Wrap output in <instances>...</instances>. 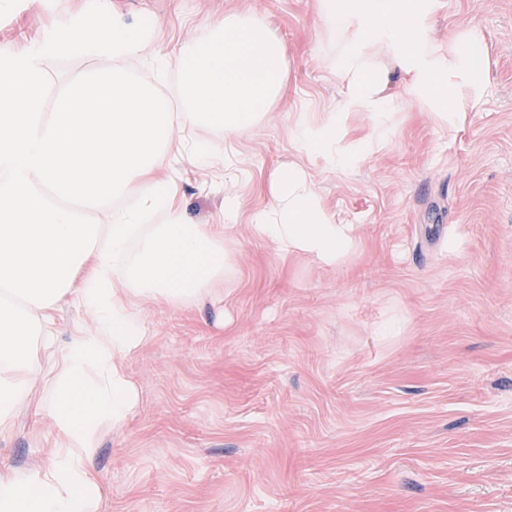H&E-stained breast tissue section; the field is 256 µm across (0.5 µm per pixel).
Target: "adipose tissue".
I'll return each mask as SVG.
<instances>
[{
  "label": "adipose tissue",
  "instance_id": "ef3b65f1",
  "mask_svg": "<svg viewBox=\"0 0 512 512\" xmlns=\"http://www.w3.org/2000/svg\"><path fill=\"white\" fill-rule=\"evenodd\" d=\"M436 9L437 0H318L342 91L328 118L296 122L305 153L349 170L376 152L395 107L387 93L395 73L413 102L453 125L462 89H481L483 81L473 64L475 36L440 45ZM163 26L154 15L125 23L103 0L93 15L70 16L35 45H0V434L32 402L59 429L48 466L0 476V512H99L88 462L102 431L123 424L137 405L124 360L145 340L138 303L188 306L230 264L224 230L235 224L239 202L226 196L218 223L188 220L171 161L180 156L207 170L212 156L206 144L175 141L174 131L251 133L286 81L288 47L266 24L224 13L168 54L182 74L175 110L155 86L93 65L142 55ZM64 55L91 65L58 87L47 112L44 61ZM353 112L370 113L372 128L347 144ZM273 196L252 227L281 254L303 252L333 265L352 248L351 226L332 221L301 166L275 173ZM100 209L111 222L89 223L87 212ZM66 302L95 326L72 337L41 398L37 347L53 339Z\"/></svg>",
  "mask_w": 512,
  "mask_h": 512
}]
</instances>
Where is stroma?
Segmentation results:
<instances>
[{"label":"stroma","mask_w":512,"mask_h":512,"mask_svg":"<svg viewBox=\"0 0 512 512\" xmlns=\"http://www.w3.org/2000/svg\"><path fill=\"white\" fill-rule=\"evenodd\" d=\"M99 0H12L0 45ZM165 22L155 52L235 10L288 46L283 101L248 136L176 129L214 167L183 174L187 216L213 224L225 194L232 269L212 296L141 308L125 360L139 403L89 462L101 512H512V0H438L436 33L477 32L485 85L441 126L404 93L382 147L353 171L308 158L299 113L327 118L338 87L316 0H111ZM123 69L179 105L181 74L153 54ZM355 244L336 265L281 255L251 217L294 161ZM52 418L22 409L0 437V475L41 464Z\"/></svg>","instance_id":"stroma-1"}]
</instances>
